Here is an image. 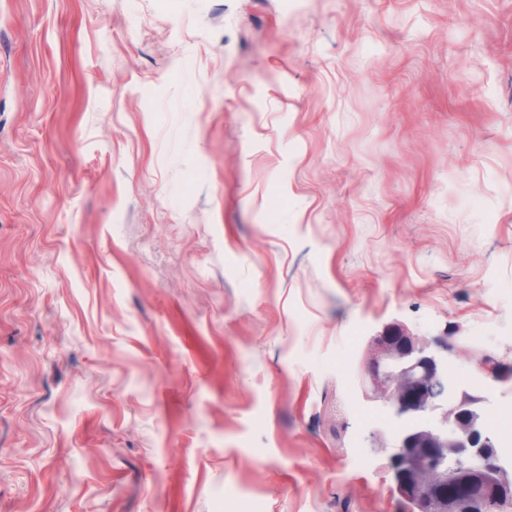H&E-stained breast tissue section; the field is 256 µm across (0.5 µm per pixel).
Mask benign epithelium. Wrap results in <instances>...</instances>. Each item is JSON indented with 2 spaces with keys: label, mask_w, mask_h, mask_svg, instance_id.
Masks as SVG:
<instances>
[{
  "label": "benign epithelium",
  "mask_w": 512,
  "mask_h": 512,
  "mask_svg": "<svg viewBox=\"0 0 512 512\" xmlns=\"http://www.w3.org/2000/svg\"><path fill=\"white\" fill-rule=\"evenodd\" d=\"M448 351V342L423 340L401 326L372 338L365 395L401 425L371 433L370 445L387 453L396 491L412 512H509L512 469L484 429L485 397L448 378ZM476 371L489 383L512 379L486 355Z\"/></svg>",
  "instance_id": "obj_1"
}]
</instances>
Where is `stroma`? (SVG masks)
<instances>
[{"label":"stroma","instance_id":"obj_1","mask_svg":"<svg viewBox=\"0 0 512 512\" xmlns=\"http://www.w3.org/2000/svg\"><path fill=\"white\" fill-rule=\"evenodd\" d=\"M391 324L512 367V0H0V512H411Z\"/></svg>","mask_w":512,"mask_h":512}]
</instances>
